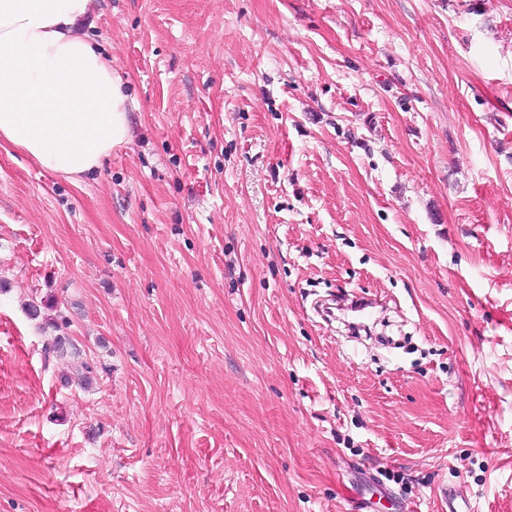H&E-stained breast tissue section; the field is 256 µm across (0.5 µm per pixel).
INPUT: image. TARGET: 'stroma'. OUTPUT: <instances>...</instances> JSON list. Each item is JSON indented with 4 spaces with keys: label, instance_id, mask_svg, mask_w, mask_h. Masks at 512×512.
I'll return each instance as SVG.
<instances>
[{
    "label": "stroma",
    "instance_id": "obj_1",
    "mask_svg": "<svg viewBox=\"0 0 512 512\" xmlns=\"http://www.w3.org/2000/svg\"><path fill=\"white\" fill-rule=\"evenodd\" d=\"M92 14L130 140L0 141V512H512V0Z\"/></svg>",
    "mask_w": 512,
    "mask_h": 512
}]
</instances>
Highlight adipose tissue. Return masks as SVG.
<instances>
[{
	"label": "adipose tissue",
	"instance_id": "ef3b65f1",
	"mask_svg": "<svg viewBox=\"0 0 512 512\" xmlns=\"http://www.w3.org/2000/svg\"><path fill=\"white\" fill-rule=\"evenodd\" d=\"M91 0H0V138L71 182L129 137L112 61L81 28Z\"/></svg>",
	"mask_w": 512,
	"mask_h": 512
}]
</instances>
